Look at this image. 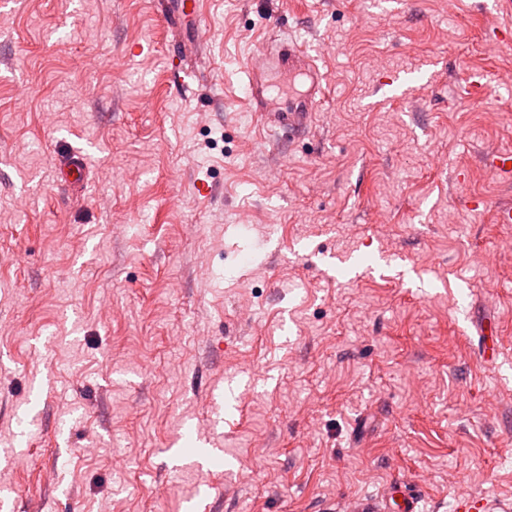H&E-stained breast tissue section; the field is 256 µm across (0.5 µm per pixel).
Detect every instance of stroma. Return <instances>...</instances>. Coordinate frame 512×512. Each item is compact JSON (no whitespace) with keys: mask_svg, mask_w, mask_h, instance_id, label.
Masks as SVG:
<instances>
[{"mask_svg":"<svg viewBox=\"0 0 512 512\" xmlns=\"http://www.w3.org/2000/svg\"><path fill=\"white\" fill-rule=\"evenodd\" d=\"M201 25L219 100L174 82L152 0L0 8V512H512V183L482 161L512 149V11ZM284 35L325 77L301 135L243 99Z\"/></svg>","mask_w":512,"mask_h":512,"instance_id":"1","label":"stroma"}]
</instances>
